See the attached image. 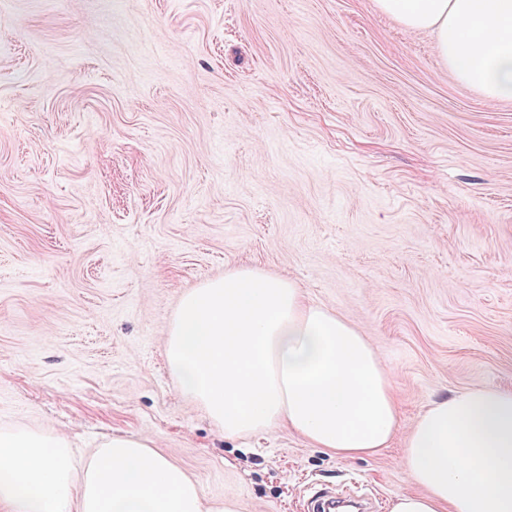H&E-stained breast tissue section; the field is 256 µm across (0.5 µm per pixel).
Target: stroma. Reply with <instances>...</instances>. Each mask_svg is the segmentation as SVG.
<instances>
[{"label": "stroma", "instance_id": "obj_1", "mask_svg": "<svg viewBox=\"0 0 512 512\" xmlns=\"http://www.w3.org/2000/svg\"><path fill=\"white\" fill-rule=\"evenodd\" d=\"M240 267L370 336L401 433L346 460L228 439L181 393V297ZM512 389V100L376 0H0V426L152 439L207 498L411 489L433 399Z\"/></svg>", "mask_w": 512, "mask_h": 512}]
</instances>
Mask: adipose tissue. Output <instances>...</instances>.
Wrapping results in <instances>:
<instances>
[{"label": "adipose tissue", "instance_id": "obj_1", "mask_svg": "<svg viewBox=\"0 0 512 512\" xmlns=\"http://www.w3.org/2000/svg\"><path fill=\"white\" fill-rule=\"evenodd\" d=\"M406 30L435 33L462 82L512 98V0H377ZM179 389L225 437L285 426L341 458L389 447L400 406L367 336L309 302L290 279L252 267L180 300L165 338ZM401 467L417 485L390 512H512V390L473 387L431 402L407 434ZM0 512H239L211 501L152 440L112 436L86 459L68 440L0 428Z\"/></svg>", "mask_w": 512, "mask_h": 512}]
</instances>
